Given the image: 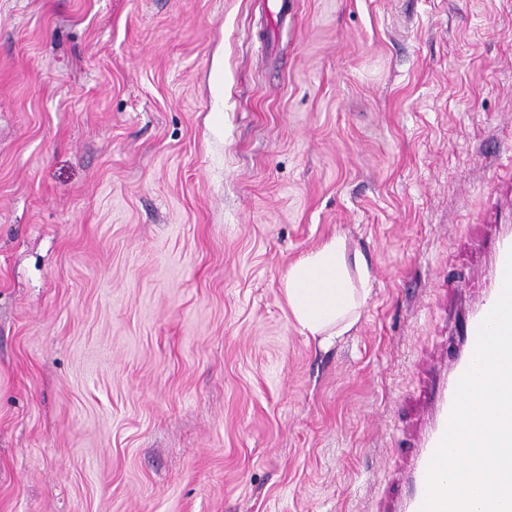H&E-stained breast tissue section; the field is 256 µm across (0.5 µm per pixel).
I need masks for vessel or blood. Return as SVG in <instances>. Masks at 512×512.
I'll use <instances>...</instances> for the list:
<instances>
[{"instance_id":"vessel-or-blood-1","label":"vessel or blood","mask_w":512,"mask_h":512,"mask_svg":"<svg viewBox=\"0 0 512 512\" xmlns=\"http://www.w3.org/2000/svg\"><path fill=\"white\" fill-rule=\"evenodd\" d=\"M486 247L492 263L485 290L464 317L455 354L440 351L426 367L429 383L422 408L423 425L409 443L411 453L404 478L405 490L384 499L381 512H421L428 489V465L445 433L456 384L472 360L478 326L502 289L506 254L512 249V230H498L487 240Z\"/></svg>"}]
</instances>
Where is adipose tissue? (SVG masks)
Listing matches in <instances>:
<instances>
[{
    "label": "adipose tissue",
    "instance_id": "adipose-tissue-1",
    "mask_svg": "<svg viewBox=\"0 0 512 512\" xmlns=\"http://www.w3.org/2000/svg\"><path fill=\"white\" fill-rule=\"evenodd\" d=\"M371 281L364 255L335 235L290 266L284 294L302 331L326 349L357 324Z\"/></svg>",
    "mask_w": 512,
    "mask_h": 512
}]
</instances>
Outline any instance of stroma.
I'll use <instances>...</instances> for the list:
<instances>
[{
    "instance_id": "35a3bbf8",
    "label": "stroma",
    "mask_w": 512,
    "mask_h": 512,
    "mask_svg": "<svg viewBox=\"0 0 512 512\" xmlns=\"http://www.w3.org/2000/svg\"><path fill=\"white\" fill-rule=\"evenodd\" d=\"M293 2L0 0V512H372L512 225V0ZM371 282L364 255L355 251L351 260L345 238L335 235L290 266L283 289L296 323L328 349L357 324Z\"/></svg>"
}]
</instances>
